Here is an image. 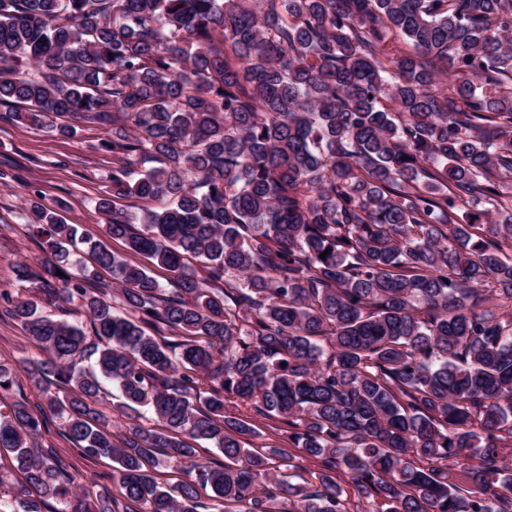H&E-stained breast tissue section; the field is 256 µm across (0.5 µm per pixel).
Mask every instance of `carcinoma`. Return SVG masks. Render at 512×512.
Listing matches in <instances>:
<instances>
[{
	"instance_id": "1",
	"label": "carcinoma",
	"mask_w": 512,
	"mask_h": 512,
	"mask_svg": "<svg viewBox=\"0 0 512 512\" xmlns=\"http://www.w3.org/2000/svg\"><path fill=\"white\" fill-rule=\"evenodd\" d=\"M0 105L112 128L125 247L27 199L0 314L45 409L0 401V512H512V0H0ZM43 357L36 343L14 320L0 319V363L18 367L21 359ZM48 428L42 431L41 436L35 439V443L42 448L52 446L58 455L64 460L67 468L82 476L98 479L101 483H106L117 494L115 487L112 485L110 477L115 465L112 460L104 457H89L81 455L73 450L72 446L63 438L59 428V422L50 414L48 415Z\"/></svg>"
}]
</instances>
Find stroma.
Instances as JSON below:
<instances>
[{"mask_svg": "<svg viewBox=\"0 0 512 512\" xmlns=\"http://www.w3.org/2000/svg\"><path fill=\"white\" fill-rule=\"evenodd\" d=\"M103 136L102 130L82 122L77 123L75 136L64 138L0 120V166L17 165L20 175L19 181L0 185V289L17 291L14 267L19 259L25 257L35 263L43 256L24 211V200L31 189H40L47 200L66 201L62 213L65 223L102 231L103 219L94 209V200L112 175V155L99 147ZM39 354L36 343L17 322L0 319L1 364L15 367L20 360ZM37 443L55 448L71 472L109 482L112 460L77 453L63 438L57 420H49Z\"/></svg>", "mask_w": 512, "mask_h": 512, "instance_id": "35a3bbf8", "label": "stroma"}]
</instances>
